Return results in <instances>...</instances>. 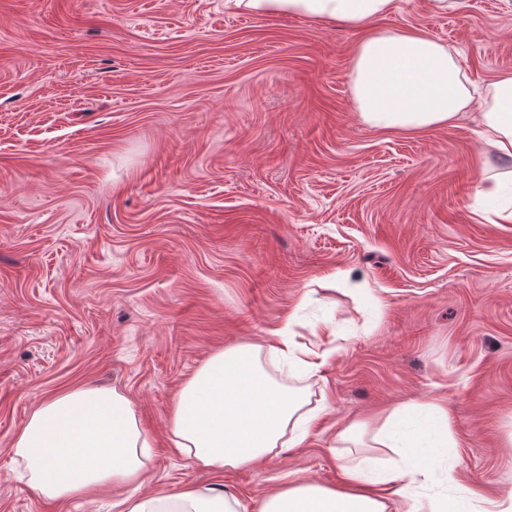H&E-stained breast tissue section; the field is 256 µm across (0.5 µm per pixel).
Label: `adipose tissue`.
<instances>
[{"label": "adipose tissue", "mask_w": 512, "mask_h": 512, "mask_svg": "<svg viewBox=\"0 0 512 512\" xmlns=\"http://www.w3.org/2000/svg\"><path fill=\"white\" fill-rule=\"evenodd\" d=\"M262 16L297 15L361 30L353 48L349 87L364 124L422 132L456 126L475 99L455 51L417 28L377 26L396 0H232ZM475 134L503 162L512 161V76L495 82ZM306 392L290 391L264 370L257 348L210 356L183 386L170 417L176 452L221 472L253 465L276 448L300 447L315 417ZM336 437L363 448H389L403 467L374 472L342 467L340 485L293 481L269 494L260 512H389L424 463L455 445L447 402L428 399L395 408L381 420L338 428ZM151 439L132 402L111 388L87 386L42 400L13 441L31 497L67 501L140 483ZM119 512H238L236 499L193 486L175 494L129 495Z\"/></svg>", "instance_id": "ef3b65f1"}]
</instances>
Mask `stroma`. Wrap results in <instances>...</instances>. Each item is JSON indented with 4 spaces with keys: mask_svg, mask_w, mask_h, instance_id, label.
I'll list each match as a JSON object with an SVG mask.
<instances>
[{
    "mask_svg": "<svg viewBox=\"0 0 512 512\" xmlns=\"http://www.w3.org/2000/svg\"><path fill=\"white\" fill-rule=\"evenodd\" d=\"M480 89L512 74V0H396ZM357 31L224 0H0V512H115L126 491L32 499L13 439L93 384L154 438L141 493L187 486L259 512L288 479L333 486L337 423L447 400L456 448L392 512L512 494V224L479 216L494 157L472 118L421 133L359 118ZM291 326L328 351L302 377L265 351ZM261 345L324 411L300 448L211 472L174 453L178 395L216 351Z\"/></svg>",
    "mask_w": 512,
    "mask_h": 512,
    "instance_id": "stroma-1",
    "label": "stroma"
}]
</instances>
